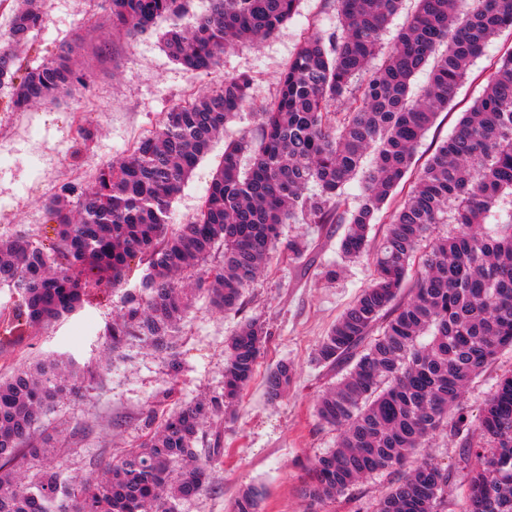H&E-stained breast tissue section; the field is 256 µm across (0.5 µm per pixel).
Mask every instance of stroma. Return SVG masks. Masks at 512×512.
I'll return each instance as SVG.
<instances>
[{"label":"stroma","mask_w":512,"mask_h":512,"mask_svg":"<svg viewBox=\"0 0 512 512\" xmlns=\"http://www.w3.org/2000/svg\"><path fill=\"white\" fill-rule=\"evenodd\" d=\"M335 26L331 0H301L293 18L271 36L256 45L234 46L225 52L219 68L193 75L170 59L158 33L130 37L113 31L109 14L95 9L91 0H45L43 24L24 62L36 65L62 44L77 41V62L88 88L82 95L26 112L0 106V238L26 234L41 241L52 236L43 208L47 197L69 181L90 183L100 163L126 154L173 104L218 88L225 75H251L255 104L269 102L277 93L278 75L303 37ZM510 47L512 30L487 44L448 110L427 131L417 164H424L455 130L462 112L481 96L491 61ZM79 114L92 138L77 159L73 128ZM255 129L256 120L247 110L226 124L222 138L173 201V223L197 212L223 158L225 142ZM388 221V214H381L369 233L368 254L351 260L339 250L344 225H284L283 239L305 241L302 257L277 249L258 281L246 290L240 310L220 312L206 297L196 298L168 352L136 337L127 338L116 350L105 342L106 327L122 310L127 291L138 287L139 276H132L125 287L98 291L79 311L17 340L11 338L9 324L16 297L10 288H0V374L46 356L99 368V375L86 381L83 396L58 403L42 417L35 434L36 441L47 440L57 448L54 463L63 478L98 476L113 458L136 448L181 403L221 395L227 340L243 321L259 320L268 336L252 380L238 405L214 417L197 443L202 453L216 442L224 450L212 487L182 501L179 512H231L248 485L262 490V512H375L380 490L401 478V471L364 478L348 494L323 504L306 498L303 488L311 463L336 445L335 431L319 422L315 405L319 394L336 381L337 371L317 363L315 350L372 280L371 254L381 244ZM329 269L335 270V278H326ZM173 357L180 363L175 374L169 368ZM282 361L293 365L295 379L288 393L272 402L265 393V377ZM509 372L512 349L503 350L466 391L463 405L470 420L479 419L488 396ZM424 454L451 474L441 512H460L466 473L460 442L442 433Z\"/></svg>","instance_id":"35a3bbf8"}]
</instances>
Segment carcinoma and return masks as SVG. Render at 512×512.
<instances>
[{
    "label": "carcinoma",
    "mask_w": 512,
    "mask_h": 512,
    "mask_svg": "<svg viewBox=\"0 0 512 512\" xmlns=\"http://www.w3.org/2000/svg\"><path fill=\"white\" fill-rule=\"evenodd\" d=\"M189 2L100 0V7L112 29L128 35L168 23L161 35L167 52L200 75L236 43L268 38L300 0H209L206 12L183 26ZM403 2L333 0L336 30L303 38L278 77L277 97L256 113L257 135L225 145L200 209L186 223L170 227L171 204L226 122L248 106L247 74L173 105L128 155L99 165L92 185L58 187L44 203L56 225L51 244L27 235L0 240V286L17 297L18 326H51L91 290L122 287L135 263L144 269L141 288L127 293L107 336L114 350L129 336L163 350L197 295L221 311L241 308L284 224H345L342 254L363 256L372 224L410 172L437 114L490 39L512 29V0H415L385 47L383 34ZM43 17V0H23L0 45V85H11L17 112L87 87L75 42L21 69L18 50L31 44ZM426 68L427 84L412 93ZM360 172L363 190L352 207L346 186ZM448 224L452 230H441ZM219 249L220 266L208 268ZM417 257L420 270L403 300ZM373 263L371 284L316 352L317 362L349 369L317 402L319 420L337 440L312 464L305 496L322 502L402 467L448 428L474 459L463 512H512V375L476 425L462 407L479 372L512 347V49L494 61L482 96L417 175ZM266 336L262 323L242 322L227 344L224 394L181 404L102 476L79 481L47 464L29 483L16 465L23 451L52 454L29 447L36 425L58 402L82 396L84 376L45 357L0 378V512H52L54 504L58 512H176L178 501L207 492L221 449L199 455L198 435L239 401ZM293 379V366L280 362L265 377L268 398H281ZM448 482V471L423 457L380 492L376 512H440ZM262 497L247 486L232 512H260Z\"/></svg>",
    "instance_id": "1"
}]
</instances>
